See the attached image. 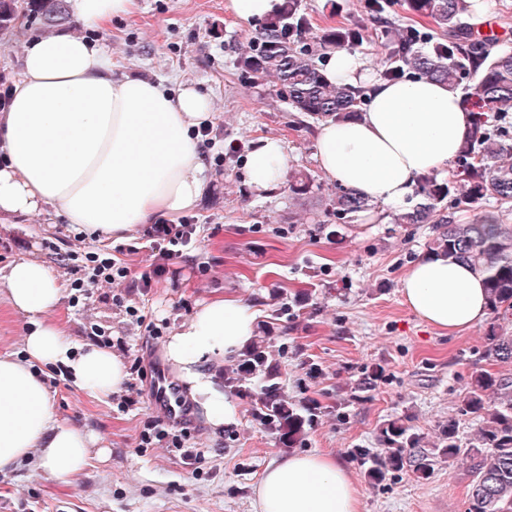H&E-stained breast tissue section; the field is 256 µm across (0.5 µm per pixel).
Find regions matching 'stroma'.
<instances>
[{"instance_id": "stroma-1", "label": "stroma", "mask_w": 512, "mask_h": 512, "mask_svg": "<svg viewBox=\"0 0 512 512\" xmlns=\"http://www.w3.org/2000/svg\"><path fill=\"white\" fill-rule=\"evenodd\" d=\"M314 31L361 24L357 50L374 77L387 66L381 27L365 0H303ZM130 17L113 19L96 40L112 50V71L192 85L213 104L206 161L212 188L188 216L193 242L169 262L162 276L143 231L107 251L126 266L122 282H86L73 302L72 285L83 276L73 254L97 251L64 217L18 218L0 233V268L37 254L65 287L58 316L70 337L91 340L99 329L126 365L164 361L162 345L203 302L234 293L260 310L263 337L279 373L282 394L307 418L296 449L341 459L360 493V512H466L473 485L469 465L441 463L429 477L412 467L368 481L352 449L382 450V424L400 417L431 448L439 426L456 419L461 438L474 424L457 408L474 376L502 371L489 351V322L455 336L428 326L404 303L401 278L430 251L428 224H398L384 204L339 220L326 210L336 186L315 159L317 121L295 111L266 78L239 65L259 26L235 19L225 0H138ZM38 23L14 22L0 32V95L16 78L26 42L45 35ZM284 141L291 170L310 174L313 186L299 197L283 186L260 195L244 166L251 141ZM150 287H139L142 275ZM136 308L138 318L127 315ZM162 324L161 335L148 332ZM55 409L63 419L93 432L104 454L70 486L51 480L38 455L0 473V512H255L252 487L272 461L288 456L260 421V382L225 389L238 408L236 425L215 430L194 408L183 449L168 442L141 447L140 434L158 412L149 378L129 375L105 402L72 387L57 367H43Z\"/></svg>"}]
</instances>
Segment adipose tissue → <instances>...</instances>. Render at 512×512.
Listing matches in <instances>:
<instances>
[{
    "mask_svg": "<svg viewBox=\"0 0 512 512\" xmlns=\"http://www.w3.org/2000/svg\"><path fill=\"white\" fill-rule=\"evenodd\" d=\"M84 34L58 32L26 46L20 73L0 111V229L44 209L105 244L140 225L194 209L210 180L196 136L211 119L209 97L135 74L112 73L108 46L91 40L112 19L133 15L136 0H68ZM328 82L363 89V112L321 119L315 158L335 184L394 209L409 207L423 175L450 169L472 115L447 85L413 75L374 77L359 52L327 53ZM255 192L281 187L290 166L286 144L256 138L245 162ZM0 280L6 303L26 318L24 355H0V472L41 449V465L68 485L87 466L94 439L61 419L38 375L61 366L73 385L98 402L119 392L126 367L111 349L75 344L54 317L64 287L48 264L24 256ZM404 303L427 325L455 335L488 314L483 275L430 253L401 280ZM257 312L235 295L202 303L168 336L164 355L216 429L237 424L238 411L214 383L209 365L236 355L256 335ZM256 512H360V495L337 457L300 453L267 465L254 488Z\"/></svg>",
    "mask_w": 512,
    "mask_h": 512,
    "instance_id": "obj_1",
    "label": "adipose tissue"
}]
</instances>
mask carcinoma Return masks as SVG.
Instances as JSON below:
<instances>
[{"mask_svg":"<svg viewBox=\"0 0 512 512\" xmlns=\"http://www.w3.org/2000/svg\"><path fill=\"white\" fill-rule=\"evenodd\" d=\"M410 11L428 18L441 30L429 36L390 25L383 31L388 67L383 78L398 81L408 74L441 82L456 90L467 76L478 78L473 128L459 151L456 171L445 182L432 174L421 177V201L396 214L397 224H434L438 234L434 249L448 258L466 263L486 277L491 311L502 319L512 316V229L488 213L472 223H456L442 212V203L464 181L462 198L468 205L487 198L512 206V135L501 125L512 112V53L496 55L489 45L465 31L461 19L478 5L476 0H407ZM23 15L30 22L51 27L67 19L64 0H0V30ZM311 31L301 0H283L279 13L252 41V52L241 57V68L253 75L273 77L281 94L298 112L319 118L348 119L361 112L360 89L327 83L314 61V49L304 44ZM364 39L358 26L338 27L322 34V48L340 49ZM331 211L341 220L370 209L369 201L337 188L329 200ZM487 339L501 363L512 365V335L490 327ZM238 380L261 381L260 402L264 425L277 433L280 442L292 448L303 436L306 417L281 395L278 372L261 341L246 347L238 359ZM459 412L476 421L473 435L464 444L454 419L439 429L428 450L420 449L421 438L401 418L384 422L379 441L386 455L375 456L367 448L354 449L364 463L367 478L382 482L390 471L413 464L416 473L429 476L441 461L473 462L475 482L467 512H512V372H488L474 377Z\"/></svg>","mask_w":512,"mask_h":512,"instance_id":"1","label":"carcinoma"}]
</instances>
